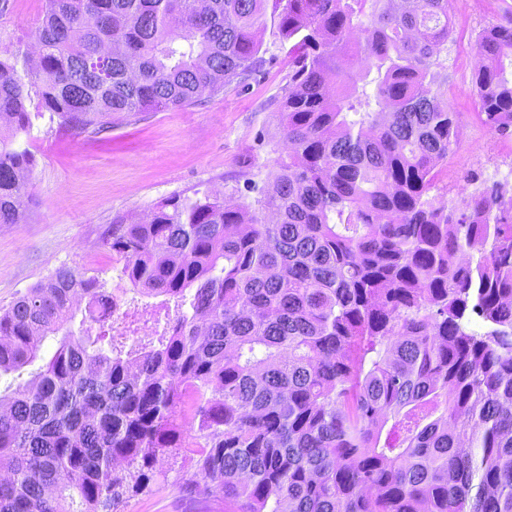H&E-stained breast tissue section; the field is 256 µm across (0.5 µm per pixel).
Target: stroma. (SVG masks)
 Instances as JSON below:
<instances>
[{"instance_id": "35a3bbf8", "label": "stroma", "mask_w": 512, "mask_h": 512, "mask_svg": "<svg viewBox=\"0 0 512 512\" xmlns=\"http://www.w3.org/2000/svg\"><path fill=\"white\" fill-rule=\"evenodd\" d=\"M43 8L44 0H7L0 9V58L31 52ZM498 13L497 0H452L448 106L460 116V146L431 192L451 205L462 191L512 178V137L483 126L472 85L476 36ZM262 52V72L245 81L230 79L218 96L128 116L97 134L35 117L28 139L34 167L26 219L0 224V309L64 265L98 273L116 287L121 265L101 245L116 219L138 221L173 195L220 186L246 197L250 184H264L283 146L278 104L289 69L272 28L262 33ZM156 469L162 477L151 492L132 496L121 512H197L181 491L194 472L190 456H162Z\"/></svg>"}]
</instances>
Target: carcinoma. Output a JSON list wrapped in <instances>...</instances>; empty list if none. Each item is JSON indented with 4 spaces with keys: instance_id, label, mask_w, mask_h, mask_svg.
Instances as JSON below:
<instances>
[{
    "instance_id": "carcinoma-1",
    "label": "carcinoma",
    "mask_w": 512,
    "mask_h": 512,
    "mask_svg": "<svg viewBox=\"0 0 512 512\" xmlns=\"http://www.w3.org/2000/svg\"><path fill=\"white\" fill-rule=\"evenodd\" d=\"M268 0H44L0 59V224H20L27 102L72 130L217 96L266 63ZM476 39L483 125L512 136V4ZM287 158L247 200L173 195L102 244L161 333L60 267L0 310V512H118L188 450L202 512H512V196H429L459 145L449 0H273ZM475 253L463 262L458 255ZM82 292L99 324L77 319Z\"/></svg>"
}]
</instances>
